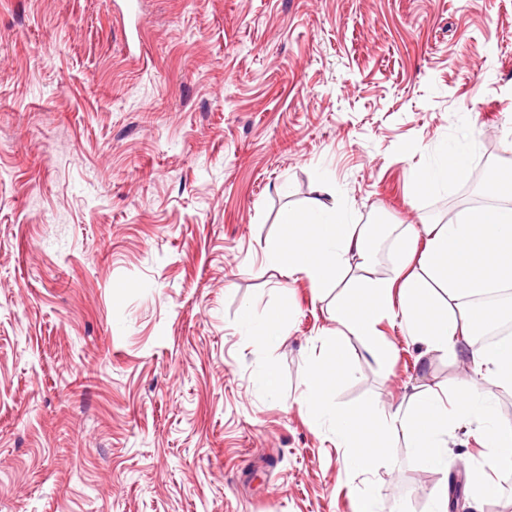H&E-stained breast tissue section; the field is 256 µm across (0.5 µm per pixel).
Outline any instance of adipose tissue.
Listing matches in <instances>:
<instances>
[{
	"instance_id": "1",
	"label": "adipose tissue",
	"mask_w": 512,
	"mask_h": 512,
	"mask_svg": "<svg viewBox=\"0 0 512 512\" xmlns=\"http://www.w3.org/2000/svg\"><path fill=\"white\" fill-rule=\"evenodd\" d=\"M465 168L461 154L444 148L419 181L441 190ZM496 195V204L469 210L454 222L430 223L420 233L405 227L394 239L389 278L353 276L355 265L371 263L384 227L351 223L336 205L318 201L302 210L284 209L283 236L266 239L267 259L284 261V276L306 279L314 298H322L331 283L354 279L332 310L336 333L324 339L329 362L314 365L304 394L313 419L326 424L344 448L350 472L376 471L400 439L428 467L447 470L449 438L473 420L481 424L487 462H512V423L498 419L489 401L492 388L512 387V338L480 343L471 311L472 298L512 287V192L500 188ZM388 317L399 319L427 351L454 357L458 343H466L475 377L451 397L420 391L396 407L368 403L355 413L331 407L336 381L348 370L346 338L363 341L377 358H390L392 349L378 334ZM363 417L368 427H360Z\"/></svg>"
}]
</instances>
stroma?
Masks as SVG:
<instances>
[{
    "label": "stroma",
    "mask_w": 512,
    "mask_h": 512,
    "mask_svg": "<svg viewBox=\"0 0 512 512\" xmlns=\"http://www.w3.org/2000/svg\"><path fill=\"white\" fill-rule=\"evenodd\" d=\"M0 0V512H354L366 485L301 399L336 327L262 252L284 208L448 222L512 168V0ZM459 146L464 177L414 181ZM290 333L259 349L243 308ZM348 344L336 407L457 388L460 361L383 320ZM275 392L258 381L265 368ZM393 449L387 507L473 512Z\"/></svg>",
    "instance_id": "obj_1"
}]
</instances>
